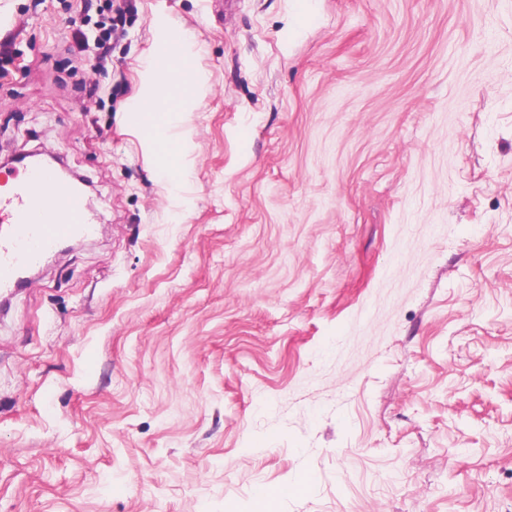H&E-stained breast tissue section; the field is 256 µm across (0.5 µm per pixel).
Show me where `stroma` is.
<instances>
[{
	"label": "stroma",
	"instance_id": "35a3bbf8",
	"mask_svg": "<svg viewBox=\"0 0 512 512\" xmlns=\"http://www.w3.org/2000/svg\"><path fill=\"white\" fill-rule=\"evenodd\" d=\"M135 6L102 73L80 0H0V158L102 226L0 312V512H512V0ZM193 69V53L186 35L169 29L163 49L152 57L143 71L144 91L137 99L136 112L146 123V137L165 155L163 171L175 182L180 175V143L173 134L183 112H193L200 97L197 83L186 75Z\"/></svg>",
	"mask_w": 512,
	"mask_h": 512
}]
</instances>
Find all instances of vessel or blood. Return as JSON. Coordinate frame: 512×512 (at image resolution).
<instances>
[{"label":"vessel or blood","mask_w":512,"mask_h":512,"mask_svg":"<svg viewBox=\"0 0 512 512\" xmlns=\"http://www.w3.org/2000/svg\"><path fill=\"white\" fill-rule=\"evenodd\" d=\"M11 189L0 192V297L22 287L24 272L40 266L62 242L91 239L99 226L82 193L51 166L20 162Z\"/></svg>","instance_id":"obj_1"}]
</instances>
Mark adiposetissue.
Wrapping results in <instances>:
<instances>
[{
	"label": "adipose tissue",
	"mask_w": 512,
	"mask_h": 512,
	"mask_svg": "<svg viewBox=\"0 0 512 512\" xmlns=\"http://www.w3.org/2000/svg\"><path fill=\"white\" fill-rule=\"evenodd\" d=\"M193 69V53L186 35L169 29L163 48L146 64L144 91L136 102L143 117L147 138L165 155L164 172L169 180L180 175V143L173 134L183 113L193 111L199 97L198 84L188 81Z\"/></svg>",
	"instance_id": "1"
}]
</instances>
